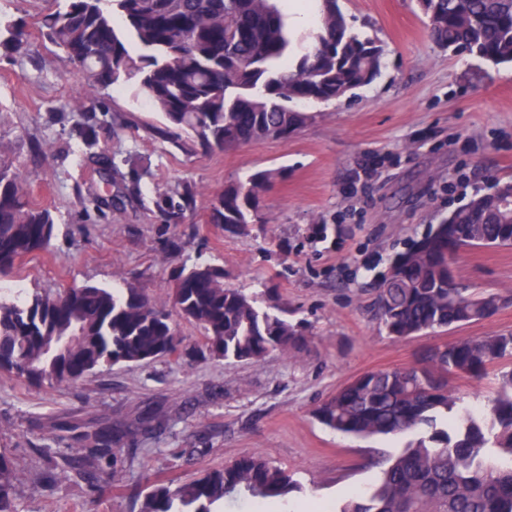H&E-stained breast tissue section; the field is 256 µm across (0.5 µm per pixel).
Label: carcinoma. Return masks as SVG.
I'll return each instance as SVG.
<instances>
[{"instance_id": "1", "label": "carcinoma", "mask_w": 512, "mask_h": 512, "mask_svg": "<svg viewBox=\"0 0 512 512\" xmlns=\"http://www.w3.org/2000/svg\"><path fill=\"white\" fill-rule=\"evenodd\" d=\"M317 23L290 26L279 0H64L44 16L42 33L82 70L90 91L133 80L137 91L177 131L187 150L228 151L286 139L313 115L299 106L340 99L378 75L384 49L353 30L337 0H315ZM435 42L452 52L512 63V0H427ZM85 155L95 157L96 131L77 127ZM117 186L107 205L126 198L127 174L112 163L96 169ZM269 170L229 183L211 203L210 221L231 228L262 221ZM480 195L451 211L394 260L396 271L377 289V313L396 339L486 320L512 295L461 288L448 273L462 247L512 244V208L501 211ZM51 211L33 205L25 179L0 144V273L48 250ZM202 329L210 355L258 362L305 343L288 311L257 305L254 296L224 284V267L183 265L164 305L137 283L118 288L83 284L56 293L0 297V372L39 385L77 384L115 365L180 352L174 317ZM512 357V332L466 338L426 351L417 363L366 372L321 404L325 427L361 438L418 432L389 459L379 485L338 512H512V371L476 413L448 387V376H479ZM122 431L105 427L84 448L54 455L37 449L26 474L35 484L71 470L94 479ZM0 453V512H18L16 485L26 476ZM302 490L293 475L255 453L187 482L152 484L140 512H224L282 501Z\"/></svg>"}]
</instances>
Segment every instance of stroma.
<instances>
[{"label":"stroma","mask_w":512,"mask_h":512,"mask_svg":"<svg viewBox=\"0 0 512 512\" xmlns=\"http://www.w3.org/2000/svg\"><path fill=\"white\" fill-rule=\"evenodd\" d=\"M62 0H0V22L24 27L19 47H0V144L23 172L31 200L51 210L50 248L0 274V293L136 280L167 301L174 273L197 260L223 266L226 285L278 303L303 323L299 350L258 363L199 353L201 331L178 326L183 357L117 365L75 385L31 386L0 373V452L26 469L38 448L65 450L63 428L130 427L152 416L164 428L125 435L88 483L70 472L33 490L19 485V512H138L136 495L156 482H185L255 452L287 470L304 490L293 512H333L381 477L377 461L408 437H347L323 426L316 408L358 375L403 368L429 347L512 330V303L486 320L397 340L381 324L375 288L390 261L448 212L495 183L512 182V65L454 53L430 37L417 0H338L354 30L385 48L379 76L355 97L310 104L313 120L288 139L229 152L176 146L162 113L132 84L90 93L84 78L39 33ZM80 111H73V104ZM96 126L101 160L81 156L73 129ZM138 161L121 209L103 161ZM277 176L263 221L235 231L209 221L213 197L259 170ZM190 187L183 215L159 210L161 193ZM332 225L319 239L317 225ZM458 281L512 292V245L462 249ZM512 359L481 376L452 375L472 410L487 404ZM124 477L110 490L112 472Z\"/></svg>","instance_id":"35a3bbf8"}]
</instances>
